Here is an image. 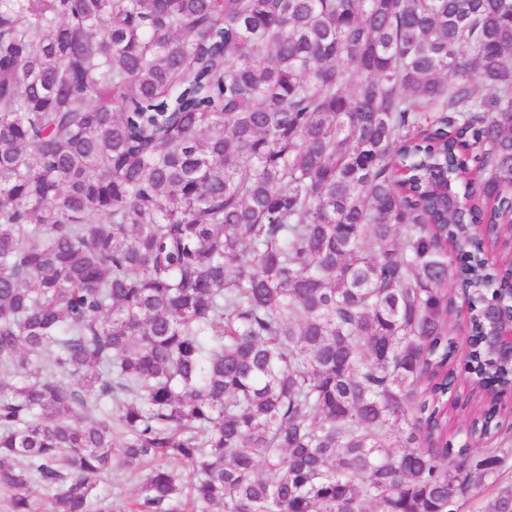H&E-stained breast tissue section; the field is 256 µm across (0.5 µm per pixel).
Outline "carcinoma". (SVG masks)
Masks as SVG:
<instances>
[{"instance_id": "obj_1", "label": "carcinoma", "mask_w": 512, "mask_h": 512, "mask_svg": "<svg viewBox=\"0 0 512 512\" xmlns=\"http://www.w3.org/2000/svg\"><path fill=\"white\" fill-rule=\"evenodd\" d=\"M511 185L512 0H0L6 512H512ZM487 333L485 345L488 353L501 363L512 366V309L508 317L498 305H491L485 311ZM138 488V479L128 480L120 485H115L113 484L112 475L107 474L99 480L100 495L105 497L106 504L113 507L117 512L136 496Z\"/></svg>"}]
</instances>
